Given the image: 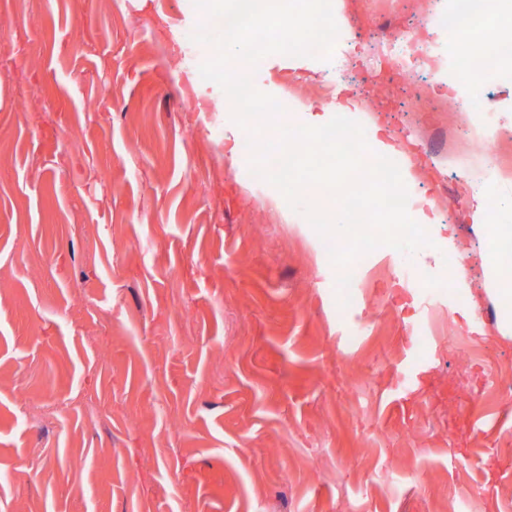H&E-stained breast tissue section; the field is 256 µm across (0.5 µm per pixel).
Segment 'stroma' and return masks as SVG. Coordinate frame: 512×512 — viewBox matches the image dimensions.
Here are the masks:
<instances>
[{"label":"stroma","instance_id":"stroma-1","mask_svg":"<svg viewBox=\"0 0 512 512\" xmlns=\"http://www.w3.org/2000/svg\"><path fill=\"white\" fill-rule=\"evenodd\" d=\"M453 0H344L330 60L254 84L326 112L349 85L410 147L432 246L364 255L347 306L306 218L254 176L215 83L179 53L192 0H0V512H512V182H470L459 103L512 168V60L478 87L372 61ZM425 86L427 102L414 91ZM332 87L323 95V87ZM196 106L184 108V98ZM460 112H484L482 123L479 125H474L473 123L466 124L467 131L472 139L484 141L486 139V132L495 123L493 111L480 102L477 107L470 103L465 107V110Z\"/></svg>","mask_w":512,"mask_h":512}]
</instances>
